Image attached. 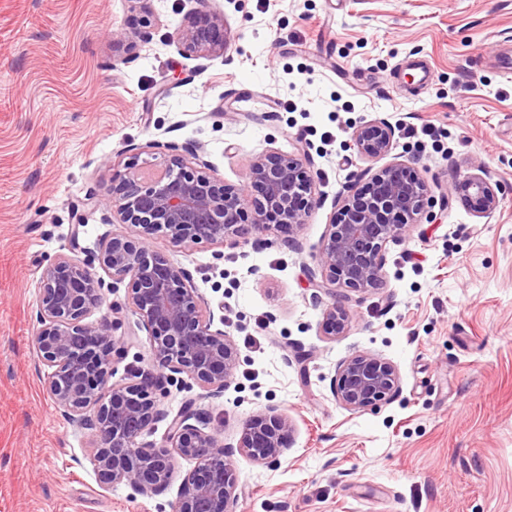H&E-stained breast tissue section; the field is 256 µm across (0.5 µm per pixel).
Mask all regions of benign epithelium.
I'll return each mask as SVG.
<instances>
[{
  "label": "benign epithelium",
  "mask_w": 512,
  "mask_h": 512,
  "mask_svg": "<svg viewBox=\"0 0 512 512\" xmlns=\"http://www.w3.org/2000/svg\"><path fill=\"white\" fill-rule=\"evenodd\" d=\"M195 3L187 23L171 34V42L182 55L198 61L195 71L200 72L208 62L224 57L227 30L212 0ZM151 26L147 18L136 30L116 28L112 39L148 42ZM392 136L384 122L361 125L353 132L365 159L387 155ZM148 148L160 175L142 179L144 164L135 154L124 169H112L107 194L88 196L119 223L138 228L135 237L105 234L96 260L116 282L129 280L128 304L150 336L158 367L219 393L239 364L237 348L221 328L224 316H215L206 306L190 271L155 250L152 241L164 235L176 247L222 245L240 236L247 225L291 233L308 221L314 175L297 154L271 151L257 157L248 181L235 187L215 176L210 162L190 143L178 147L151 142ZM462 189L481 216L494 213L504 202L499 187L480 175L468 176ZM433 204L424 178L400 161L386 164L362 185H348L317 254L321 276L312 278L313 287L332 296L338 288L357 293L378 288L387 245L403 241L422 218H432ZM101 285L96 270L68 255H58L42 270L34 343L50 369L48 395L64 417L95 430L93 465L101 485L124 484L147 496L167 487L176 457L190 458L195 466L180 483L173 512H232L237 485L233 450L224 447L223 430L209 427L189 408L169 416L156 397L162 390L159 381L110 383L114 358L125 346L113 335L112 320H89L102 304ZM349 323L344 305L334 302L325 308V335H340ZM331 390L345 409L365 411L396 395L399 372L387 360L358 352L338 365ZM162 420L168 421L164 444L138 443L147 428ZM289 431L287 418L270 407L243 424L238 452L275 464Z\"/></svg>",
  "instance_id": "7a95c632"
}]
</instances>
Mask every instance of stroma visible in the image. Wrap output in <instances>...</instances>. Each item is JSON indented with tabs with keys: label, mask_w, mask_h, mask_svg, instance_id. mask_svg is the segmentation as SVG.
Wrapping results in <instances>:
<instances>
[{
	"label": "stroma",
	"mask_w": 512,
	"mask_h": 512,
	"mask_svg": "<svg viewBox=\"0 0 512 512\" xmlns=\"http://www.w3.org/2000/svg\"><path fill=\"white\" fill-rule=\"evenodd\" d=\"M230 36L224 58L195 72L168 37L193 0H152L147 43L113 42L132 0H0V512H171L195 462L177 458L149 496L100 486L97 436L65 419L45 388L35 345L39 276L59 254L93 263L109 231L87 203L112 164L152 141L202 147L226 184L246 182L268 151L300 152L318 179L307 224L284 245L262 229L236 245H154L187 268L239 353L222 393L186 375L162 407L192 405L236 446L243 422L273 406L291 441L274 465L234 455V512H512V78L494 60L512 43V0H215ZM432 82L422 97L392 84L409 56ZM385 121L389 160L418 168L433 219L388 245L382 286L353 294L348 330L321 331L330 296L309 271L339 195L378 170L354 129ZM434 123L438 140L406 138ZM484 171L505 195L487 217L459 186ZM96 317L126 339L111 381L155 376L150 341L126 284L103 275ZM368 351L397 366L399 392L351 412L330 379Z\"/></svg>",
	"instance_id": "obj_1"
}]
</instances>
